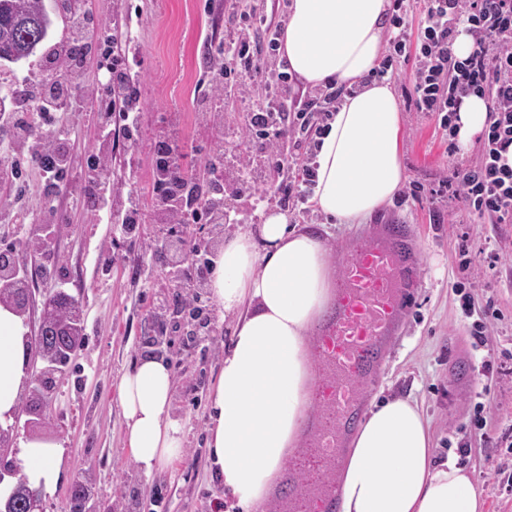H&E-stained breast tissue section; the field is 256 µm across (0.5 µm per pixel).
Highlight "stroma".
<instances>
[{
    "label": "stroma",
    "instance_id": "1",
    "mask_svg": "<svg viewBox=\"0 0 512 512\" xmlns=\"http://www.w3.org/2000/svg\"><path fill=\"white\" fill-rule=\"evenodd\" d=\"M253 0H90V19L97 32L120 22L122 14L142 16L137 30L141 46L139 87L143 121L133 165L127 149L116 143L112 165L137 192L144 212L155 202V157L152 140L169 124L181 138L185 169L204 167L213 155L211 132L199 125L197 102L202 85V42L223 39L236 15L250 11ZM413 69L404 66L391 87L402 116L401 159L405 188L417 195L391 200L363 224H334L314 208H283L274 186L282 176L240 197L225 198L239 224H257L261 214L286 209L291 223L319 232L333 245H345L372 233L380 215H397L412 225L419 250L420 287L400 334L386 346L388 365L372 399H413L429 421L436 461L455 459L470 473L485 497L484 512H512V224H493L469 213L457 200L432 204L434 190L454 167L474 164L476 146L449 152L433 118L416 112L408 99ZM247 103L225 98L219 123L225 152H248L254 145L241 136ZM66 223L56 225L62 254L63 287L29 275L30 301L24 316L28 336H37L48 298L66 290L85 311L84 338L66 365L57 367L46 395L48 417L38 428L18 427L11 435L10 460L22 442L40 437L57 441L65 463L53 493L41 498L43 512H70L76 486H84L98 512H210L224 500V486L211 473L209 395L231 341V324L215 305H204L196 318L215 323L221 348L188 343L164 333L163 355L174 373L172 412L183 424L184 452L174 463L144 476L125 444L126 419L118 401L120 378L134 362L151 354L143 336L150 325L170 274L162 263H148L140 245L168 237L171 227L145 221L128 237L113 236L110 225L96 223L83 206H69ZM471 264L462 268L460 246ZM108 261H100L98 253ZM464 283L478 303L493 301L499 317L488 324L483 345H475L470 322L462 317L457 283ZM472 378L471 392L453 391L454 375ZM484 404L487 425L470 431L476 404ZM501 466L502 475L491 472Z\"/></svg>",
    "mask_w": 512,
    "mask_h": 512
}]
</instances>
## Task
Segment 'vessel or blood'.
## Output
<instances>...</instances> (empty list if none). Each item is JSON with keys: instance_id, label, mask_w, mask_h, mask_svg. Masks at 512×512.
I'll return each instance as SVG.
<instances>
[{"instance_id": "vessel-or-blood-1", "label": "vessel or blood", "mask_w": 512, "mask_h": 512, "mask_svg": "<svg viewBox=\"0 0 512 512\" xmlns=\"http://www.w3.org/2000/svg\"><path fill=\"white\" fill-rule=\"evenodd\" d=\"M419 255L404 220L383 218L376 237L340 253L336 296L315 336L317 382L307 450L288 464L289 512H336V468L345 436L385 365V344L419 285Z\"/></svg>"}]
</instances>
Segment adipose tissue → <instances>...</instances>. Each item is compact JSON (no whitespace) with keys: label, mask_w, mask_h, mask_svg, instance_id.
<instances>
[{"label":"adipose tissue","mask_w":512,"mask_h":512,"mask_svg":"<svg viewBox=\"0 0 512 512\" xmlns=\"http://www.w3.org/2000/svg\"><path fill=\"white\" fill-rule=\"evenodd\" d=\"M388 0H291L282 51L305 82L361 83L321 138L313 165L315 207L357 224L391 200L406 179L402 117L390 85L371 80L379 65ZM207 289L234 317L233 343L212 388L211 463L236 512H257L281 486L308 418L315 379L312 327L333 300V253L311 229L269 210L257 228L238 227L216 247ZM29 377L22 317L0 304V426L13 423ZM173 374L143 357L119 383L125 443L144 475L179 459L183 426L171 415ZM64 450L31 439L20 448L24 481L52 493ZM469 473L435 462L418 405L393 397L372 406L351 431L340 474L339 512H484Z\"/></svg>","instance_id":"obj_1"}]
</instances>
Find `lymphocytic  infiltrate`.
<instances>
[{
	"mask_svg": "<svg viewBox=\"0 0 512 512\" xmlns=\"http://www.w3.org/2000/svg\"><path fill=\"white\" fill-rule=\"evenodd\" d=\"M73 37L71 43L50 58L49 82L21 86L14 92L15 107L0 113V124L9 126L11 145L18 158L0 169V180L19 179L25 162H37L48 196H57L63 185H70L73 200L86 204L97 217L107 220L122 233H132L145 216L140 200L132 191L115 182L112 162L104 147L123 138L135 144L141 116L135 101L141 73L128 56L114 54L106 65V88L117 110L100 109V152L77 161L71 151L78 134L68 123L65 112L73 105L72 88L79 75L81 52L91 43L87 15L77 0H64ZM425 24L417 35L408 30V10L404 0H394L389 19L390 53L379 68L385 77L394 64L414 65L409 98L415 111L434 116L446 132L449 151H456L458 112L465 98L476 95L489 104V117L479 138L480 157L465 168L454 169L443 186L466 209L496 224L512 223V165L506 154L512 149V0H424ZM466 25L474 39V51L457 59L451 50L459 25ZM263 32L267 59H275L281 26L268 19L263 9L241 14L238 24L227 30L222 41H207L205 66L210 91L201 101L204 118H211L227 92L247 98L249 90L239 77L254 73L271 76L268 94L262 104L248 107L242 130L259 149L255 152L225 154L223 141H216L209 163V180L201 191H193L180 165V144L176 127L157 134L152 142L160 172L154 183L158 224H230L234 218L224 208L225 194H240L243 187L263 181L268 169L291 168L288 181L278 193L284 202H306L313 184L314 170L300 164L305 149L321 135L334 115L343 90L336 84L317 86L299 92L295 79L280 62L275 73H268L266 61L255 55L254 34ZM232 179H225V170ZM119 205H112V197ZM66 211L53 204L39 214V228L18 235L9 242L6 258L17 268L37 259L46 279H54L61 260L52 228L61 223ZM188 259L171 267L177 288L179 308L194 309L203 298L208 267L200 249L185 244Z\"/></svg>",
	"mask_w": 512,
	"mask_h": 512,
	"instance_id": "f902f5d3",
	"label": "lymphocytic infiltrate"
}]
</instances>
